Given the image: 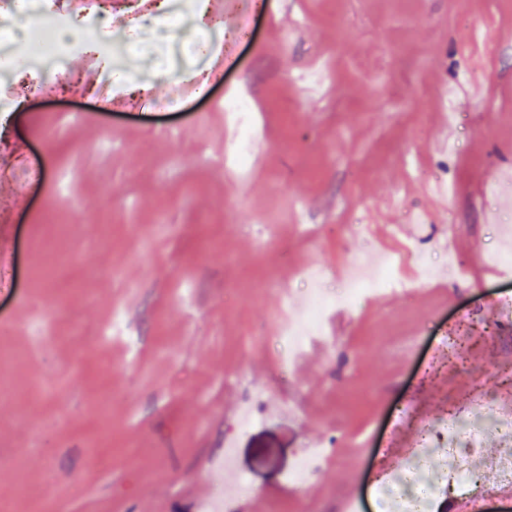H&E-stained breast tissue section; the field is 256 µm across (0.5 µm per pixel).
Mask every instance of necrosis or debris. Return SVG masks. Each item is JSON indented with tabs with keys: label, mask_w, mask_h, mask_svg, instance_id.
Listing matches in <instances>:
<instances>
[{
	"label": "necrosis or debris",
	"mask_w": 512,
	"mask_h": 512,
	"mask_svg": "<svg viewBox=\"0 0 512 512\" xmlns=\"http://www.w3.org/2000/svg\"><path fill=\"white\" fill-rule=\"evenodd\" d=\"M44 25L30 38L35 55L42 60H56L64 53L61 34L70 30L78 35L81 46H89V29L103 27L105 20L100 0H85L81 13L68 11L63 0H40ZM224 108L238 127V139L229 163L243 168L249 162L252 126L249 106L243 99L227 97ZM399 267L391 258L367 275L346 269V288L340 294L324 293L321 284H309L308 302L302 323L287 324L280 333L285 353L280 370H287L302 346L312 336L321 334L323 321L339 305L356 303L360 298L384 290L412 293L413 285L399 278ZM413 424V454L408 467L390 470L377 467L374 488L378 512H435L434 501L442 495L468 502L484 498L487 486L485 471H493L501 489H512V406L498 405L497 399L481 382H473L465 398L450 404L445 420L430 424L420 419L416 406L404 403L395 418V426ZM493 431L501 450L493 456L478 451L480 436Z\"/></svg>",
	"instance_id": "4bbe7bcc"
}]
</instances>
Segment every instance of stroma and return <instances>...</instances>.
<instances>
[{"instance_id": "obj_1", "label": "stroma", "mask_w": 512, "mask_h": 512, "mask_svg": "<svg viewBox=\"0 0 512 512\" xmlns=\"http://www.w3.org/2000/svg\"><path fill=\"white\" fill-rule=\"evenodd\" d=\"M210 13L223 30L167 31L160 70L130 53L127 31L119 59L142 74L136 95L90 55L41 64L6 50L0 512H205L228 440L257 512H340L346 491L376 512L375 467L404 468L412 452L411 428L387 436L404 401L436 423L477 379L512 404V321L489 309L512 278L485 261L512 225V0H210ZM250 14L252 36L231 40ZM200 39L214 44L205 60L191 53ZM59 69L75 78L61 97L21 95ZM235 93L254 128L244 172L224 162ZM164 100L175 111H157ZM57 248L70 255L59 279ZM413 249L438 265L433 280L331 313L324 329L343 343L312 340L280 373L277 336L304 308L305 273L325 270L336 292L345 266L393 253L416 279ZM452 253L466 277L449 273ZM116 312L122 335L99 344ZM456 328L461 357L421 382ZM247 397L260 418L242 432ZM321 443L329 461L293 489L297 457Z\"/></svg>"}]
</instances>
